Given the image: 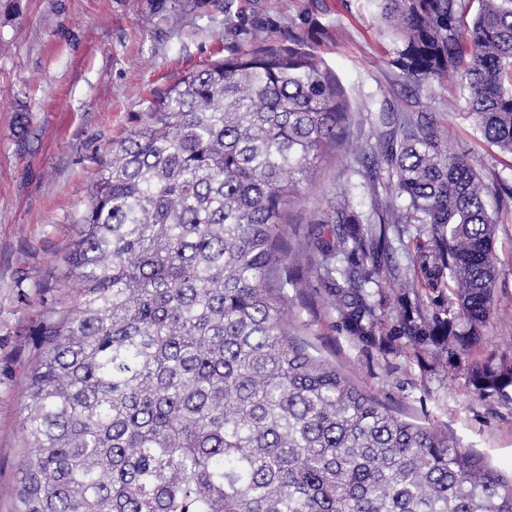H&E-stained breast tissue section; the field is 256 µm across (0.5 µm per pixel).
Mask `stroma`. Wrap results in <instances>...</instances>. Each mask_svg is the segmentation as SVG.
<instances>
[{"mask_svg":"<svg viewBox=\"0 0 512 512\" xmlns=\"http://www.w3.org/2000/svg\"><path fill=\"white\" fill-rule=\"evenodd\" d=\"M299 39L341 82L351 106L366 93L394 111L432 117L448 148L485 175L512 180V158L488 145L467 116L461 76L415 86L389 66L394 44L373 0H0V512H12L23 451L25 375L50 312L79 301L64 257L114 139L139 123L155 95L189 72L252 45ZM369 130L354 116L335 161L301 188L294 232L304 236L337 196L365 211L347 172ZM495 311L471 354L512 357V221L501 224ZM289 315L325 359L399 417L453 435L462 449L512 473V402L475 393L465 368H443L434 347L358 342L327 293L294 296Z\"/></svg>","mask_w":512,"mask_h":512,"instance_id":"stroma-1","label":"stroma"}]
</instances>
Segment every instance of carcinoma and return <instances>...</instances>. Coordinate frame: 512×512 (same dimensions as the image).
<instances>
[{
	"label": "carcinoma",
	"mask_w": 512,
	"mask_h": 512,
	"mask_svg": "<svg viewBox=\"0 0 512 512\" xmlns=\"http://www.w3.org/2000/svg\"><path fill=\"white\" fill-rule=\"evenodd\" d=\"M373 2L389 64L416 85L462 71L477 133L512 156V0ZM253 41L163 91L102 158L65 257L80 308L42 326L26 375L14 512H512V476L397 416L288 316V289L323 288L358 341L461 359L494 312L512 182H485L434 121L380 112L362 155L387 179L356 171L370 211L345 194L291 246L350 102L303 42ZM413 224L426 242L394 265ZM386 272L414 303L387 306ZM467 374L512 401L508 357Z\"/></svg>",
	"instance_id": "cac0c4a2"
}]
</instances>
